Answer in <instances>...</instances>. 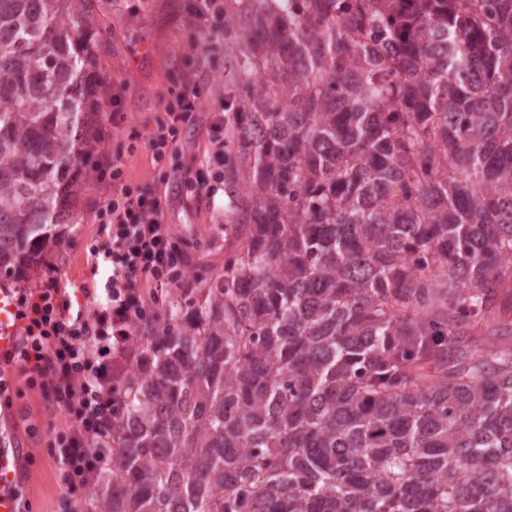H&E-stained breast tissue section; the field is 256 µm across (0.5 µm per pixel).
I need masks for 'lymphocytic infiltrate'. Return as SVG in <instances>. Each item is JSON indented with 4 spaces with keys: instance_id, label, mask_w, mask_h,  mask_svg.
I'll return each mask as SVG.
<instances>
[{
    "instance_id": "1",
    "label": "lymphocytic infiltrate",
    "mask_w": 512,
    "mask_h": 512,
    "mask_svg": "<svg viewBox=\"0 0 512 512\" xmlns=\"http://www.w3.org/2000/svg\"><path fill=\"white\" fill-rule=\"evenodd\" d=\"M198 91L186 83L165 105L149 139L155 161L165 159L179 125L198 109ZM101 223L112 237L100 247L107 263L104 291L84 288L90 311H76L61 300L56 278L42 275L14 297L19 336L14 352L0 359V400L9 398L10 370L19 369L39 385L51 409L68 413V436L51 456L72 486L99 476L112 445V421L124 402L131 368L141 360L134 346L137 326L159 319L149 287H178L184 275L182 252L162 222L159 199L144 189L121 188L106 203Z\"/></svg>"
}]
</instances>
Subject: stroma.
<instances>
[{
  "label": "stroma",
  "mask_w": 512,
  "mask_h": 512,
  "mask_svg": "<svg viewBox=\"0 0 512 512\" xmlns=\"http://www.w3.org/2000/svg\"><path fill=\"white\" fill-rule=\"evenodd\" d=\"M104 138L91 166L87 186L64 225L62 241L26 274L8 278L10 287L31 284L36 274L52 269L65 299L83 304L81 290L104 286L105 271L94 268L93 247L109 240L112 229L97 215L122 186L139 187L162 200V221L187 257L185 284L162 291L164 308L204 300L224 278V262L244 247L248 233L224 223L229 200L223 190L213 197L184 188L182 177L203 161L210 134L211 109L235 85L237 72L224 61V34L213 31L197 0H100L98 12ZM196 85L200 110L181 126L170 161H154L150 132L163 106L182 84ZM120 182H113V166ZM12 408L0 413V441L24 449L28 458L20 487L28 512H72L84 502L89 487L68 488L49 449L67 435L70 420L61 412L47 413L39 388L13 371Z\"/></svg>",
  "instance_id": "stroma-1"
}]
</instances>
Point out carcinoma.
I'll list each match as a JSON object with an SVG mask.
<instances>
[{"mask_svg":"<svg viewBox=\"0 0 512 512\" xmlns=\"http://www.w3.org/2000/svg\"><path fill=\"white\" fill-rule=\"evenodd\" d=\"M97 0H0V273L104 137ZM224 223L145 337L91 512H512V0L224 11Z\"/></svg>","mask_w":512,"mask_h":512,"instance_id":"carcinoma-1","label":"carcinoma"}]
</instances>
